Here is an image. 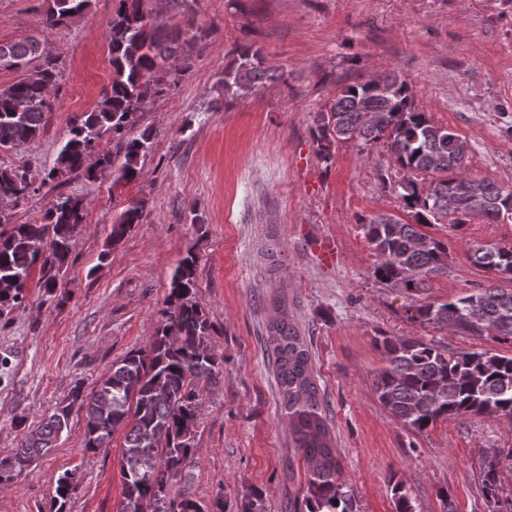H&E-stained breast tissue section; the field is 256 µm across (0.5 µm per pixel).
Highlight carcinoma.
<instances>
[{
  "label": "carcinoma",
  "instance_id": "1",
  "mask_svg": "<svg viewBox=\"0 0 512 512\" xmlns=\"http://www.w3.org/2000/svg\"><path fill=\"white\" fill-rule=\"evenodd\" d=\"M90 0H50L44 29H54L82 14ZM112 81L95 106L75 117L44 174L45 185L70 173L95 181L105 170L115 173L112 186H125L141 174L140 160L151 150V135L132 130L141 120L148 99L175 88L185 69L171 65L180 47L181 31L163 32L152 23L144 0H119L107 21ZM239 65L224 73V91L263 85L267 71L260 52L238 50ZM34 74L0 88V150H16L41 134L44 114L51 111L49 87L60 73L59 57L43 40L30 36L0 44V70ZM319 153L328 158L332 146L352 142L365 150L386 149L403 172L399 184L406 222L388 214L362 221L376 253L375 279L411 292L430 287L431 277L447 273L448 246L426 236L418 226L443 216L466 224L474 217L490 221L512 218V186L474 180L465 174L466 156L453 146L457 135L434 125L414 105L407 80L391 72L377 82L344 87L330 108L317 116L313 133ZM113 141V151L99 145ZM421 172L439 178L418 182ZM37 191L25 168L0 169V198L18 202ZM142 199H131L112 224L106 247L116 246L140 222ZM87 202L81 196H59L40 221L16 224L0 234V308L25 301L32 268L37 263L63 265L72 241L84 223ZM469 259L496 277L512 280V247L480 246ZM196 255L192 252L172 274L164 322L144 350L128 352L112 363L88 394L73 388L69 401L25 437L22 447L0 457V485L19 477L32 460L52 448L68 427L72 411L83 414L84 445L89 450L110 444L125 429L122 453L124 506L138 512L137 502L161 504L158 512H224L215 498L214 510L183 497L167 499L168 478L177 474L193 453L194 427L201 387L213 383L219 364L209 342L214 329L195 300ZM410 318L481 337L489 329L512 341V289L481 286L444 303L429 302L411 309ZM272 367L282 406L288 416L293 447L312 465L307 476V512H357L352 494L338 479L336 458L311 354L297 329L282 315L269 323ZM386 365L376 375L380 403L404 426L420 432L439 419L462 415H498L512 420V357L485 352H450L416 337L383 340ZM75 489L74 473L58 478L56 498Z\"/></svg>",
  "mask_w": 512,
  "mask_h": 512
}]
</instances>
